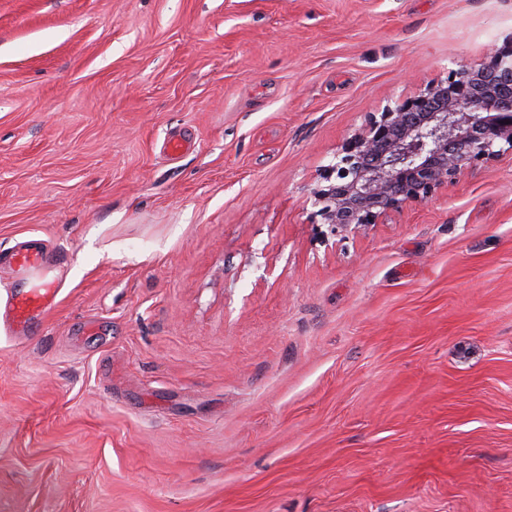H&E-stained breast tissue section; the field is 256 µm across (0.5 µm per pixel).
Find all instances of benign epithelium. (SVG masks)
<instances>
[{"instance_id": "benign-epithelium-1", "label": "benign epithelium", "mask_w": 512, "mask_h": 512, "mask_svg": "<svg viewBox=\"0 0 512 512\" xmlns=\"http://www.w3.org/2000/svg\"><path fill=\"white\" fill-rule=\"evenodd\" d=\"M512 148V45L371 115L310 189L336 233L429 199L463 170Z\"/></svg>"}]
</instances>
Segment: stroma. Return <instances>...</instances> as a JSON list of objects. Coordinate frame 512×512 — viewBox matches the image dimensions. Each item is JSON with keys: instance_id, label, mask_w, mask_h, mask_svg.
<instances>
[{"instance_id": "obj_1", "label": "stroma", "mask_w": 512, "mask_h": 512, "mask_svg": "<svg viewBox=\"0 0 512 512\" xmlns=\"http://www.w3.org/2000/svg\"><path fill=\"white\" fill-rule=\"evenodd\" d=\"M512 0H0V512H512V150L359 234L307 191ZM191 144L170 158L164 142ZM69 254L37 245H18L4 260L20 281L7 289L4 322L13 336L32 337L44 318L56 306L60 292L59 281L50 272L68 265Z\"/></svg>"}]
</instances>
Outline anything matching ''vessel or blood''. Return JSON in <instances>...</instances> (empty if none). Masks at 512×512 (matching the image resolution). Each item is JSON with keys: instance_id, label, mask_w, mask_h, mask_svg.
Listing matches in <instances>:
<instances>
[{"instance_id": "1", "label": "vessel or blood", "mask_w": 512, "mask_h": 512, "mask_svg": "<svg viewBox=\"0 0 512 512\" xmlns=\"http://www.w3.org/2000/svg\"><path fill=\"white\" fill-rule=\"evenodd\" d=\"M5 261L15 273L18 284L7 291L4 320L15 336H34L44 318L56 306L60 292L54 270L67 266V252H49L37 245H20L6 254Z\"/></svg>"}]
</instances>
